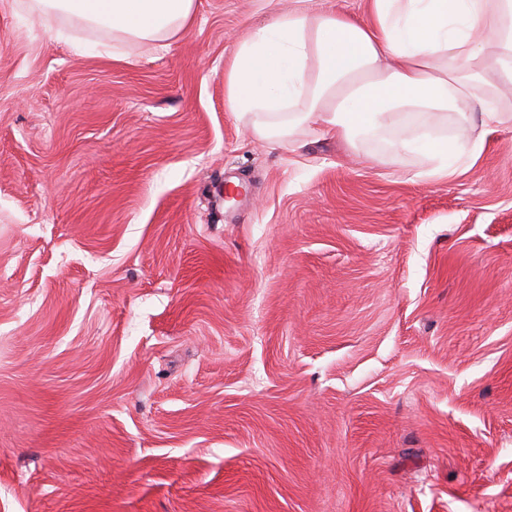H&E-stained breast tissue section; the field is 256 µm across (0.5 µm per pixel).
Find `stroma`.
Segmentation results:
<instances>
[{"label":"stroma","instance_id":"35a3bbf8","mask_svg":"<svg viewBox=\"0 0 512 512\" xmlns=\"http://www.w3.org/2000/svg\"><path fill=\"white\" fill-rule=\"evenodd\" d=\"M295 7L144 43L0 0V512H512V87L450 181L293 152L224 74Z\"/></svg>","mask_w":512,"mask_h":512}]
</instances>
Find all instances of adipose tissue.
Returning <instances> with one entry per match:
<instances>
[{
  "mask_svg": "<svg viewBox=\"0 0 512 512\" xmlns=\"http://www.w3.org/2000/svg\"><path fill=\"white\" fill-rule=\"evenodd\" d=\"M113 34L153 43L186 30L194 0H39ZM512 85V0H372L359 21L297 7L251 33L225 76L228 108L256 132L288 137L297 130L348 136L395 126L402 108L467 115L482 105V141L465 136L436 145L428 179H450L453 156L479 158L503 122L487 85Z\"/></svg>",
  "mask_w": 512,
  "mask_h": 512,
  "instance_id": "1",
  "label": "adipose tissue"
}]
</instances>
